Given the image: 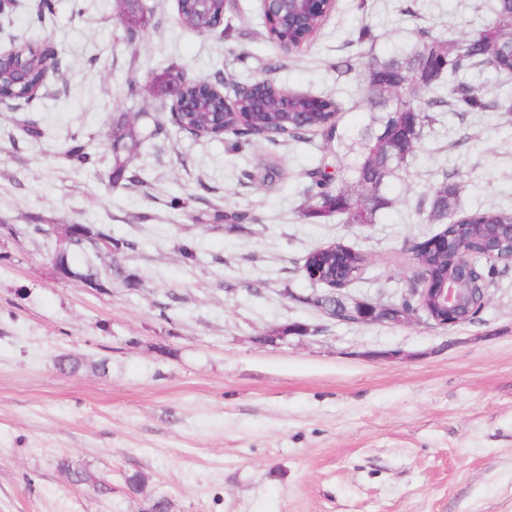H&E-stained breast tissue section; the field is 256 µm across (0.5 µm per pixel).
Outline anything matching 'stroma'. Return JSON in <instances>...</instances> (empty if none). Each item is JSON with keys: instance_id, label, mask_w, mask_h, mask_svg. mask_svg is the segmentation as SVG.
<instances>
[{"instance_id": "obj_1", "label": "stroma", "mask_w": 512, "mask_h": 512, "mask_svg": "<svg viewBox=\"0 0 512 512\" xmlns=\"http://www.w3.org/2000/svg\"><path fill=\"white\" fill-rule=\"evenodd\" d=\"M146 2L132 43L120 0H55L42 20L38 0L0 13V49L35 30L61 61L34 100L0 107V512H145L159 499L168 512H512V265L495 272L479 319L448 328L331 318L302 269L340 241L369 261L347 296L401 300L411 247L440 230L435 187L457 183L468 212L512 211V112L436 108L390 182L391 208L372 224L316 223L302 191L321 134L233 152L179 130L144 91L167 69L229 86L268 77L338 99L352 138L368 121L371 57L423 30L476 36L492 0H337L290 55L269 44L259 0H236L220 38L185 31L176 0ZM363 28L373 44L359 42ZM121 112L146 137L123 168L107 146ZM29 121L41 138L25 135ZM158 123L165 135L150 138ZM77 137L92 163L63 159ZM264 158L281 171L270 187ZM213 210L248 219L193 223ZM27 224L110 225L126 246L96 265L124 267L135 287L56 278L55 235L7 231Z\"/></svg>"}]
</instances>
